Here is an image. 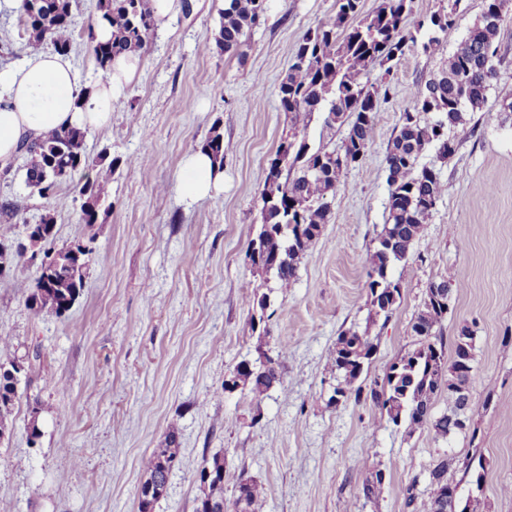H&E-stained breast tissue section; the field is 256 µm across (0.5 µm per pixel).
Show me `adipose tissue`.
<instances>
[{
  "mask_svg": "<svg viewBox=\"0 0 512 512\" xmlns=\"http://www.w3.org/2000/svg\"><path fill=\"white\" fill-rule=\"evenodd\" d=\"M140 54L120 56L94 81L82 82L71 62L53 52L31 53L19 64L0 67V170L22 144L51 130H95L112 122V112L141 74ZM224 172L204 150L188 153L178 193L197 201L223 192Z\"/></svg>",
  "mask_w": 512,
  "mask_h": 512,
  "instance_id": "obj_1",
  "label": "adipose tissue"
}]
</instances>
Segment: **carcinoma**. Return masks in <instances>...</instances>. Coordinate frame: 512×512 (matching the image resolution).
<instances>
[{"label": "carcinoma", "instance_id": "obj_1", "mask_svg": "<svg viewBox=\"0 0 512 512\" xmlns=\"http://www.w3.org/2000/svg\"><path fill=\"white\" fill-rule=\"evenodd\" d=\"M73 0H23L20 21L27 34V46L36 50L47 44L55 52L67 55L72 49L74 32L70 26ZM267 0H224L219 11L216 46L233 55L261 26ZM411 0H382L378 8L358 19L361 0H337L336 15L325 18L302 36L298 48L279 84V105L288 113V135L270 160L261 192L262 223L257 237L250 241L248 256L254 267L274 276L277 288L286 290L296 276L297 260L315 242L328 223L330 202L336 186L350 167L363 157L374 137L378 114V90L363 81L368 66L376 61L399 60L416 34L426 31L423 52L439 53L440 35L456 21L458 0H448L424 19H410ZM504 0H485L480 19L445 65L434 76L409 92L411 106L401 116L398 133L388 145L385 163L390 187L386 224L377 236V247L367 271L370 313L389 318L402 298L401 282L388 275L391 265L407 260L436 202L448 191L432 167L420 165L423 153L432 148L437 157L447 158L456 149L451 132L464 122V114L484 107L487 93L497 80L499 65L505 55L496 44L503 23ZM96 10L106 20L112 33L99 42L88 33L100 68L112 58L144 49L155 23L149 0H96ZM315 112L324 114V124L347 125L341 145L332 150L313 149L306 142L302 126ZM87 132L71 128L52 131L23 148L25 182L48 174L42 187L35 190L48 198L58 186L80 169L97 173L78 189L83 198L79 223L95 224L97 209L106 196L112 179V166L91 158L85 149ZM41 248L59 254L56 265L38 271L26 284V301L38 313L64 316L82 294L94 238L80 237L74 243L88 249V255L76 261L68 247L54 248V224L42 219ZM448 316V297L434 300L424 296L421 308L411 323L414 341L398 362L390 367L387 388L377 383L357 384L362 364L375 352V344L355 332L341 333L336 339L330 362L336 370L334 396L356 403L369 402L385 413L396 426L408 433L423 427L435 436L452 440L465 435L460 427L458 403L461 392L472 388L475 373H454L460 339L467 340L469 360H474V331L461 326L446 349L444 321ZM288 354L285 345L269 364L252 370L239 366L231 377L232 388L249 389L260 396L280 381V358ZM20 356L0 361V443L10 438L11 416L21 399L10 370ZM448 390V410L437 415L434 404L442 390ZM177 428H169L164 445L152 450L143 462V484L151 493L138 496V512H153L155 503L166 493L169 475L178 458ZM448 453L439 455L429 467L424 490L417 491L418 478L405 490V507L411 512H457L448 498ZM201 496L198 505L209 512H224V457L215 454L204 459L199 472ZM385 474L376 472V480L363 489L368 501L383 494ZM233 512H264V498L248 477L236 483Z\"/></svg>", "mask_w": 512, "mask_h": 512}]
</instances>
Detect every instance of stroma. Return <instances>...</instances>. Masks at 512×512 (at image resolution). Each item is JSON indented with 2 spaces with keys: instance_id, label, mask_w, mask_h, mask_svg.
Here are the masks:
<instances>
[{
  "instance_id": "35a3bbf8",
  "label": "stroma",
  "mask_w": 512,
  "mask_h": 512,
  "mask_svg": "<svg viewBox=\"0 0 512 512\" xmlns=\"http://www.w3.org/2000/svg\"><path fill=\"white\" fill-rule=\"evenodd\" d=\"M156 30L142 52V74L107 128L88 132L86 151L114 164L93 227L85 288L64 317L36 313L22 285L35 273L19 264L0 278V361L38 346L43 367L27 390L41 400V437L29 442L27 404L0 444V512H138L143 461L179 430V462L153 512H194L199 470L224 457V499L239 475L261 490L264 512H407L405 488L446 452L448 480L467 512H512V119L499 101L512 94V0L499 39L508 53L482 110L464 115L447 158L424 153L450 189L423 225L414 254L395 265L401 301L390 318L371 316L367 270L387 218L386 149L407 91L428 79L480 18L484 0H459L440 55L407 50L392 69L375 63L365 82L379 90L374 137L336 187L328 224L297 264L292 288H275L246 253L261 223L260 193L270 159L288 133L278 84L303 35L334 14L336 0H268L264 24L242 55L217 49L221 0H190ZM95 0H75L70 57L81 77L97 74L88 32ZM15 10H0V67L28 56ZM224 138V191L182 200L184 156L213 133ZM23 159L0 173V224L24 239L51 217L55 244L84 232L76 172L51 198L24 183ZM454 270L446 337L474 331L477 375L467 435L450 441L426 429L407 433L369 403L334 402L330 353L340 333L370 336L377 350L361 383L384 381L411 348V322L428 284ZM269 293L271 334L250 327L246 296ZM287 344L282 375L261 396L228 393L224 381L259 352ZM386 488L365 500L366 476Z\"/></svg>"
}]
</instances>
